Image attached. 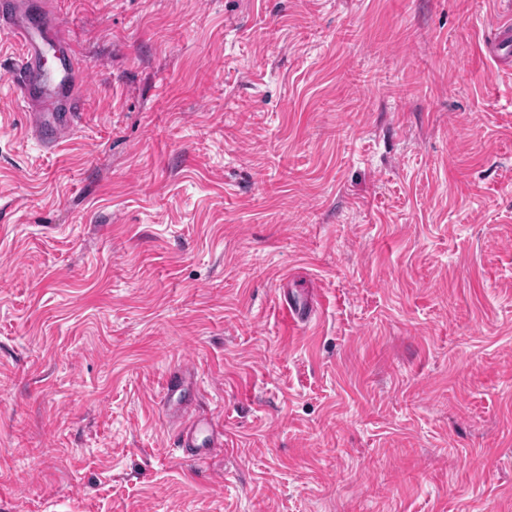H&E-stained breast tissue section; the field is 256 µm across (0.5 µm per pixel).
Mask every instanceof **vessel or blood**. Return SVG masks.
I'll return each instance as SVG.
<instances>
[{"label": "vessel or blood", "instance_id": "b4317fda", "mask_svg": "<svg viewBox=\"0 0 512 512\" xmlns=\"http://www.w3.org/2000/svg\"><path fill=\"white\" fill-rule=\"evenodd\" d=\"M55 0H42L37 18H29L18 0H0V37L19 48L12 72L13 99L27 112L33 135L46 150H55L81 124L85 105L84 66L58 19ZM495 38L484 45L497 57L500 45L512 48V21L497 22ZM198 374L188 365L170 371L166 378L164 406L176 428L172 445L182 459L200 458L209 448L223 447V434L213 417L191 415L184 397L196 387Z\"/></svg>", "mask_w": 512, "mask_h": 512}]
</instances>
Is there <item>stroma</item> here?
<instances>
[{
  "label": "stroma",
  "mask_w": 512,
  "mask_h": 512,
  "mask_svg": "<svg viewBox=\"0 0 512 512\" xmlns=\"http://www.w3.org/2000/svg\"><path fill=\"white\" fill-rule=\"evenodd\" d=\"M59 9V149L0 42V512H512V0ZM495 30V39L493 41L487 42L484 44L485 53L495 60L498 64L501 58L498 55V50L500 45L507 44V48H512V21L509 17L508 19H503L494 26ZM198 387V374L188 365H181L170 371L166 378L164 406L171 415L176 429L170 436L172 447L178 448L182 459L200 458L207 448H222L224 435L212 416L197 417L189 413V403L184 402L188 389Z\"/></svg>",
  "instance_id": "35a3bbf8"
}]
</instances>
